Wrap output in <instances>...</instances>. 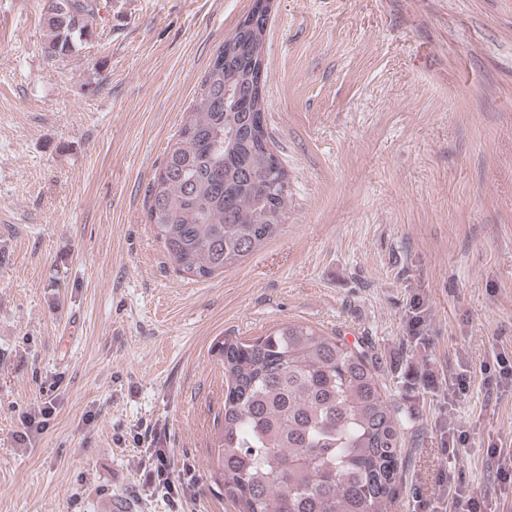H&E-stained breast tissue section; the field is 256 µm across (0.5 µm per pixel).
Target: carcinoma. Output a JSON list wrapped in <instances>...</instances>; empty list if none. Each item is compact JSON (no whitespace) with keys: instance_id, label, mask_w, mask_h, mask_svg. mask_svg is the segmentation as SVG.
I'll return each mask as SVG.
<instances>
[{"instance_id":"obj_1","label":"carcinoma","mask_w":512,"mask_h":512,"mask_svg":"<svg viewBox=\"0 0 512 512\" xmlns=\"http://www.w3.org/2000/svg\"><path fill=\"white\" fill-rule=\"evenodd\" d=\"M97 6L48 0L42 50L53 65L91 37ZM268 21L253 16L217 49L149 189L147 221L183 275L224 273L288 220V168L254 82ZM217 347L226 392L212 477L238 512H386L405 421L364 351L297 322Z\"/></svg>"}]
</instances>
